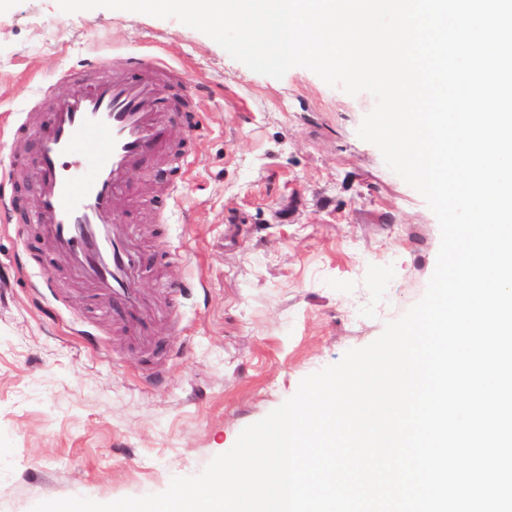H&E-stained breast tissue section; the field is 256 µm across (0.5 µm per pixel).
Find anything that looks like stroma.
Listing matches in <instances>:
<instances>
[{"instance_id": "1", "label": "stroma", "mask_w": 512, "mask_h": 512, "mask_svg": "<svg viewBox=\"0 0 512 512\" xmlns=\"http://www.w3.org/2000/svg\"><path fill=\"white\" fill-rule=\"evenodd\" d=\"M156 54L191 95L170 118L167 159L132 175L126 216L149 261L140 280L154 346L85 298L62 257H48L25 173L0 191V512L83 497L109 503L164 492L199 474L300 381L375 340L424 295L440 228L422 196L358 136L373 108L304 67L253 72L174 18L57 0L0 8V174L11 127L45 121L38 87L62 95L57 68ZM193 114L195 133L183 116ZM49 269L51 289L32 284ZM198 286L182 295L186 278ZM85 321L101 353L70 327Z\"/></svg>"}]
</instances>
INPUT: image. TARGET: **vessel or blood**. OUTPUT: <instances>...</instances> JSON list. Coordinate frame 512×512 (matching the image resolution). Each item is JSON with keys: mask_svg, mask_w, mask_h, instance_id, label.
<instances>
[{"mask_svg": "<svg viewBox=\"0 0 512 512\" xmlns=\"http://www.w3.org/2000/svg\"><path fill=\"white\" fill-rule=\"evenodd\" d=\"M125 79L73 86L49 98L37 133L35 222L51 254L63 257L86 292L112 302V317L148 339L152 316L139 286L141 250L118 208H133L128 170L147 157L164 159L162 89L182 92L175 68L159 57L129 56Z\"/></svg>", "mask_w": 512, "mask_h": 512, "instance_id": "b4317fda", "label": "vessel or blood"}]
</instances>
